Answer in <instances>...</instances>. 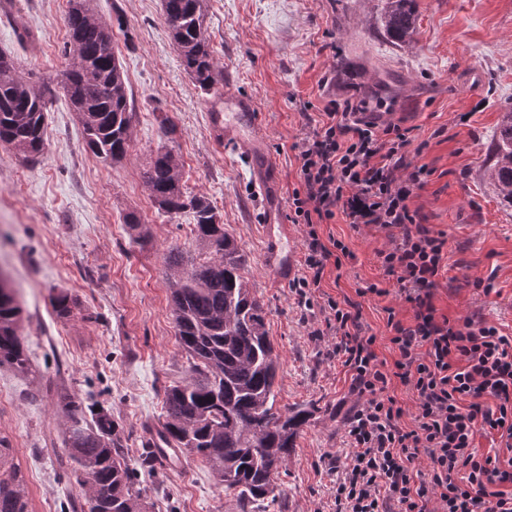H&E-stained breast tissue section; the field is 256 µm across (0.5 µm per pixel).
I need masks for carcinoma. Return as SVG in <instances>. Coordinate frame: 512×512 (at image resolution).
Listing matches in <instances>:
<instances>
[{"instance_id":"carcinoma-1","label":"carcinoma","mask_w":512,"mask_h":512,"mask_svg":"<svg viewBox=\"0 0 512 512\" xmlns=\"http://www.w3.org/2000/svg\"><path fill=\"white\" fill-rule=\"evenodd\" d=\"M415 0H385L380 24L392 40L414 39ZM165 20L186 70L203 90L218 81L207 37L206 0H163ZM69 45L75 62L64 90L85 133L86 147L105 161H120L131 148L133 101L122 63L112 46V23L95 14L91 0H69ZM45 85L17 75L10 55L0 52V144L33 163L44 149ZM496 151L488 178L512 203V111L495 133ZM144 184L161 213H193L202 260L178 256L167 261L176 336L190 360V376L164 388L159 436L187 456L204 462L239 512H267L276 497V475L288 463L308 412L276 408L277 354L264 311L252 296L243 270L246 255L224 230L204 196L181 189V165L173 150L151 154ZM21 310L14 291L0 282V365L30 372ZM69 419L64 447L80 496L72 512H146L135 489L134 471L124 456L120 424L102 408L69 394L60 396ZM0 512H29L26 482L0 438Z\"/></svg>"}]
</instances>
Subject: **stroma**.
<instances>
[{"mask_svg": "<svg viewBox=\"0 0 512 512\" xmlns=\"http://www.w3.org/2000/svg\"><path fill=\"white\" fill-rule=\"evenodd\" d=\"M415 41L393 43L376 18L381 0H207L210 47L222 75L215 91L250 98L261 117L266 149L280 172L282 197L298 182L291 146L312 130L306 103L363 96L413 130L427 166L426 183L411 199L423 223L448 240V271L435 305L450 320L477 317L512 336V204L485 176L493 135L512 110V0H418ZM98 15L116 20L113 46L135 105L132 148L118 162L85 147L82 125L63 90L70 58L68 0H0V50L24 78L49 85L45 149L25 163L0 146V268L8 270L23 307L22 336L32 372L0 366V436L13 450L28 487L30 512H60L77 495L63 455L67 419L61 391L107 408L124 429L128 460H137L161 422L164 389L182 382L190 362L175 335L166 260L197 256L193 216L158 212L144 184L150 153L165 145L178 154L181 186L209 199L226 231L247 256L244 277L265 311L278 354L279 410L310 412L269 512H335L325 463L344 453L350 371L321 356L292 281L304 272L301 225H289L294 270L281 280L263 265L262 200L235 148L216 144L207 103L184 68L165 21L162 0H94ZM173 134H165L160 117ZM284 144L276 152V144ZM136 214L148 235L131 241L124 224ZM353 251L342 269L327 266L314 305L327 298L358 305L362 333L375 336L379 359L395 354L387 308L410 323L408 305L370 294L381 282L384 233L344 219L321 227ZM68 294L69 317L51 299ZM139 488L150 512H238L232 494L193 456L158 460Z\"/></svg>", "mask_w": 512, "mask_h": 512, "instance_id": "stroma-1", "label": "stroma"}]
</instances>
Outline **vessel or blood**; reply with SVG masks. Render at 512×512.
<instances>
[{"mask_svg": "<svg viewBox=\"0 0 512 512\" xmlns=\"http://www.w3.org/2000/svg\"><path fill=\"white\" fill-rule=\"evenodd\" d=\"M217 109L210 114L214 139L236 146L250 160L254 184L265 203L266 246L263 262L278 278L293 271L291 237L283 222V203L279 193V171L265 146L264 131L258 121L253 101L238 94L217 97Z\"/></svg>", "mask_w": 512, "mask_h": 512, "instance_id": "vessel-or-blood-1", "label": "vessel or blood"}]
</instances>
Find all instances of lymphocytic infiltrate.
<instances>
[{
    "label": "lymphocytic infiltrate",
    "instance_id": "lymphocytic-infiltrate-1",
    "mask_svg": "<svg viewBox=\"0 0 512 512\" xmlns=\"http://www.w3.org/2000/svg\"><path fill=\"white\" fill-rule=\"evenodd\" d=\"M369 100L330 99L301 142L292 144L299 186L288 220L305 232V271L294 284L300 305L319 290L330 260H353L347 245L319 234L343 216L352 226L388 233L380 251L383 285L410 305V324L388 319L393 362L379 360L374 337L363 335L360 313L327 298L324 324L314 338L330 336L326 360L351 371L358 400L346 414L348 450L330 459L336 512H512V336L484 320L455 323L439 314L435 290L446 270L447 240L431 234L409 201L427 175L408 176L409 128L369 115ZM399 381L416 397L411 424L390 395ZM497 437L496 455L479 453L477 435ZM428 469H420L421 458Z\"/></svg>",
    "mask_w": 512,
    "mask_h": 512
}]
</instances>
